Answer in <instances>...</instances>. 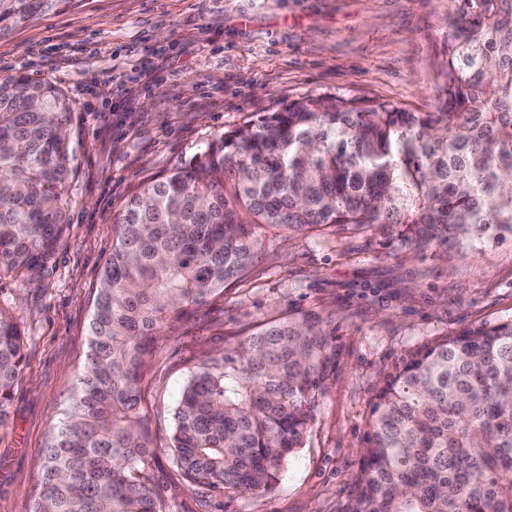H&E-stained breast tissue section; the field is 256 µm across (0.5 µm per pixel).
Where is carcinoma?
<instances>
[{"label": "carcinoma", "instance_id": "carcinoma-1", "mask_svg": "<svg viewBox=\"0 0 512 512\" xmlns=\"http://www.w3.org/2000/svg\"><path fill=\"white\" fill-rule=\"evenodd\" d=\"M72 0H0V32ZM440 112L306 98L224 132L144 183L99 273L74 398L30 512H170L151 483L141 384L165 324L242 282L255 224L290 232L403 224L406 247L512 235V0H463L443 44ZM73 103L0 78V272L44 267L69 221ZM0 309V424L24 371ZM333 315L297 310L195 367L168 448L192 485L273 489L336 374ZM341 512H512V319L410 348L382 373L361 474Z\"/></svg>", "mask_w": 512, "mask_h": 512}]
</instances>
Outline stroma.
I'll list each match as a JSON object with an SVG mask.
<instances>
[{
  "mask_svg": "<svg viewBox=\"0 0 512 512\" xmlns=\"http://www.w3.org/2000/svg\"><path fill=\"white\" fill-rule=\"evenodd\" d=\"M451 15L449 0H73L0 33V77L52 80L74 103L71 222L46 267L0 277V306L27 336L0 426V512L30 510L49 434L77 385L114 226L139 184L302 98L439 111ZM398 233L258 230L246 281L162 330L142 395L155 438L147 469L171 512H341L380 372L411 346L512 319V238L461 254L412 251ZM312 308L335 313L340 356L302 448L268 492L190 485L165 445L195 367L257 324Z\"/></svg>",
  "mask_w": 512,
  "mask_h": 512,
  "instance_id": "stroma-1",
  "label": "stroma"
}]
</instances>
